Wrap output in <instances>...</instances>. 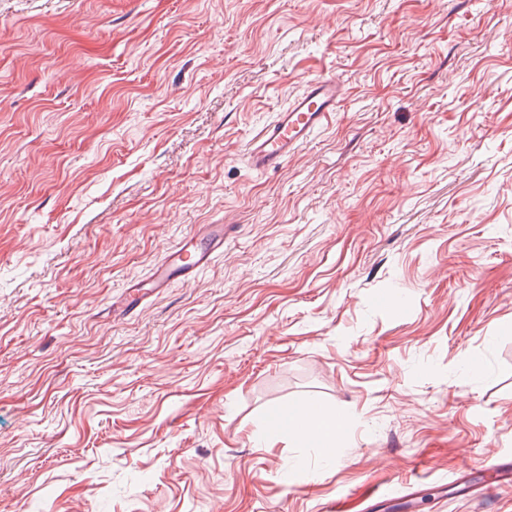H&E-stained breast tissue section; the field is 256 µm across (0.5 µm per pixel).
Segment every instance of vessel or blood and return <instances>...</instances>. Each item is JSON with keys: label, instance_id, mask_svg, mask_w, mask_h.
Masks as SVG:
<instances>
[{"label": "vessel or blood", "instance_id": "b4317fda", "mask_svg": "<svg viewBox=\"0 0 512 512\" xmlns=\"http://www.w3.org/2000/svg\"><path fill=\"white\" fill-rule=\"evenodd\" d=\"M343 94L336 78L323 76L310 81L306 90L295 97L287 108L277 112L275 119L264 126L249 142L247 159L258 171H267L283 165L296 150L306 145L320 130L332 112L340 106ZM228 224H206L196 233L184 237L168 248L155 264L149 276L154 290L195 279L213 258L224 250V240L231 233ZM468 472H485L486 479L479 486H462L459 496L485 495L498 488L512 486V463L496 465L476 462Z\"/></svg>", "mask_w": 512, "mask_h": 512}]
</instances>
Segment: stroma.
Wrapping results in <instances>:
<instances>
[{
	"mask_svg": "<svg viewBox=\"0 0 512 512\" xmlns=\"http://www.w3.org/2000/svg\"><path fill=\"white\" fill-rule=\"evenodd\" d=\"M307 400L335 448L262 444ZM473 457L512 461V0H0V512H512L446 489ZM342 98L341 85L335 77L322 76L310 81L302 94L277 112L275 119L250 140L247 152L250 166L267 171L283 165L324 126ZM231 224H206L168 248L155 264L148 279L154 291L175 283H188L224 251V239L232 232Z\"/></svg>",
	"mask_w": 512,
	"mask_h": 512,
	"instance_id": "35a3bbf8",
	"label": "stroma"
}]
</instances>
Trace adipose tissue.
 Masks as SVG:
<instances>
[{
	"label": "adipose tissue",
	"instance_id": "1",
	"mask_svg": "<svg viewBox=\"0 0 512 512\" xmlns=\"http://www.w3.org/2000/svg\"><path fill=\"white\" fill-rule=\"evenodd\" d=\"M339 427V422L329 415L306 414L300 405L289 404L268 416L262 441L272 444L284 438L309 439L329 446L335 443Z\"/></svg>",
	"mask_w": 512,
	"mask_h": 512
}]
</instances>
